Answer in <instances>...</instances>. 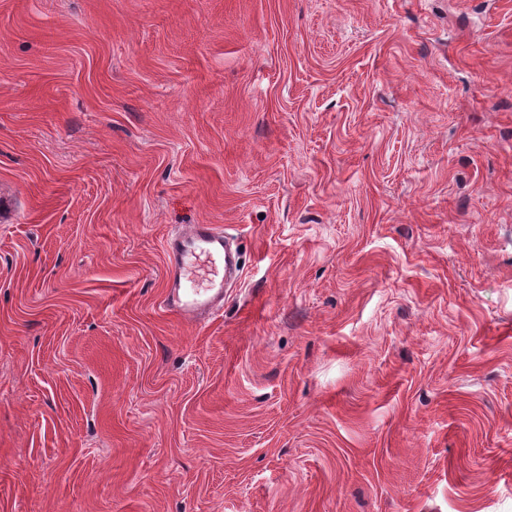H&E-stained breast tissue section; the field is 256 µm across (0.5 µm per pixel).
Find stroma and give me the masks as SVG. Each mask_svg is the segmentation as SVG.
<instances>
[{
	"mask_svg": "<svg viewBox=\"0 0 512 512\" xmlns=\"http://www.w3.org/2000/svg\"><path fill=\"white\" fill-rule=\"evenodd\" d=\"M0 195V512H512V0H0ZM230 242L214 224H191L167 240L164 304L168 312L192 324L224 307V286L232 276L240 281L244 270Z\"/></svg>",
	"mask_w": 512,
	"mask_h": 512,
	"instance_id": "obj_1",
	"label": "stroma"
}]
</instances>
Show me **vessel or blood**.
<instances>
[{
	"mask_svg": "<svg viewBox=\"0 0 512 512\" xmlns=\"http://www.w3.org/2000/svg\"><path fill=\"white\" fill-rule=\"evenodd\" d=\"M230 239L212 224H193L165 246V308L186 323H198L224 306V287L243 269Z\"/></svg>",
	"mask_w": 512,
	"mask_h": 512,
	"instance_id": "1",
	"label": "vessel or blood"
}]
</instances>
